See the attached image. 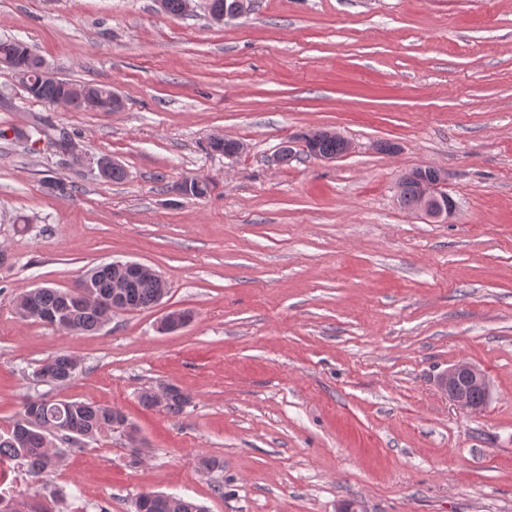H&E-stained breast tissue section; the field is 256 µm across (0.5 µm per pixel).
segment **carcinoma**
Segmentation results:
<instances>
[{"label": "carcinoma", "instance_id": "1", "mask_svg": "<svg viewBox=\"0 0 512 512\" xmlns=\"http://www.w3.org/2000/svg\"><path fill=\"white\" fill-rule=\"evenodd\" d=\"M0 59L14 62L16 72L26 78L20 80L24 92L32 99L54 104L68 92L69 82L47 83L38 75L40 56L33 48L19 40H0ZM308 152L322 155H339L345 142L328 133L314 129L306 135ZM421 176L411 170L400 177L399 200L415 209L420 196ZM127 282V310L150 308L160 301L158 280L144 276H129L110 263L100 264L86 272L74 287L58 289L34 288L16 300V311L26 320L57 326L67 332L82 334L97 332L110 316L113 284ZM80 363L68 353H59L48 359L37 372L41 382L61 386L71 381ZM146 408L160 407L170 414H179L189 402V397L174 385L165 386L163 399L159 400L149 389L140 395ZM132 432L136 428L128 422L123 411L88 401L57 400L48 402L45 396H28L22 403L18 418L12 428L0 433V458L22 461L28 468L30 479L38 483L59 462L56 442L68 447H80L112 433V422ZM135 512H204V508L182 497L158 492H143L134 502ZM0 512H47L39 503L22 501L15 497L0 496Z\"/></svg>", "mask_w": 512, "mask_h": 512}]
</instances>
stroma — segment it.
Returning a JSON list of instances; mask_svg holds the SVG:
<instances>
[{
    "instance_id": "stroma-1",
    "label": "stroma",
    "mask_w": 512,
    "mask_h": 512,
    "mask_svg": "<svg viewBox=\"0 0 512 512\" xmlns=\"http://www.w3.org/2000/svg\"><path fill=\"white\" fill-rule=\"evenodd\" d=\"M0 38L124 100L49 105L0 65V431L36 394L138 429L14 493L56 512H134L146 491L207 512H512V0H252L223 24L155 0H0ZM37 125L124 179L10 135ZM318 128L351 151L309 156ZM216 134L243 151H208ZM415 168L444 177L448 222L400 204ZM192 177L208 196L178 191ZM117 260L152 267L167 295L94 334L18 316L20 295ZM174 310L191 321L162 331ZM60 351L79 375L34 384ZM460 361L490 382L479 412L435 385ZM162 384L189 396L181 414L140 404Z\"/></svg>"
}]
</instances>
